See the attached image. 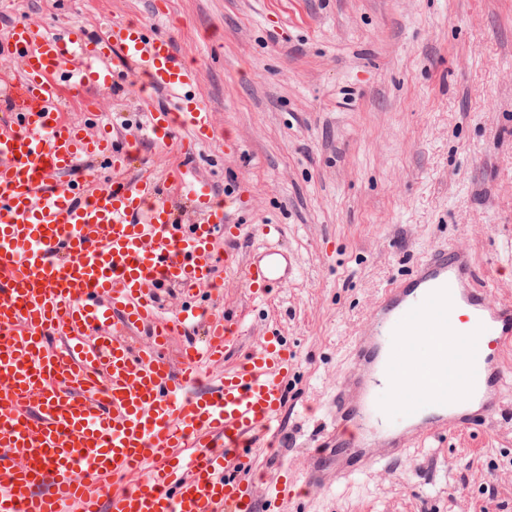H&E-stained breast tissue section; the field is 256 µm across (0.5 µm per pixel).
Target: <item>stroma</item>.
Here are the masks:
<instances>
[{"label": "stroma", "mask_w": 512, "mask_h": 512, "mask_svg": "<svg viewBox=\"0 0 512 512\" xmlns=\"http://www.w3.org/2000/svg\"><path fill=\"white\" fill-rule=\"evenodd\" d=\"M86 34L115 19L169 33L200 74L239 151L196 147L197 175L245 191L228 242L240 261L274 248L296 267L268 300L224 287L258 345L278 326L295 353L265 479L305 481L330 431L353 341L392 282L431 251L467 250L494 301L512 300V0H0V17ZM139 82L100 96L101 123L136 139L129 177L174 149L140 136ZM282 227L279 239L257 233ZM500 407L477 428L411 437L401 457L283 505L282 512H512V350Z\"/></svg>", "instance_id": "obj_1"}]
</instances>
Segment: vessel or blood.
Segmentation results:
<instances>
[{"instance_id": "b4317fda", "label": "vessel or blood", "mask_w": 512, "mask_h": 512, "mask_svg": "<svg viewBox=\"0 0 512 512\" xmlns=\"http://www.w3.org/2000/svg\"><path fill=\"white\" fill-rule=\"evenodd\" d=\"M1 53L19 73L0 82L11 112L0 125V512H256V489L242 475L257 440L277 429L294 356L273 326L258 346L239 349L241 322L199 303L218 243L242 227L183 165L164 179L193 203L178 223L153 175L122 180L129 150L60 116L65 90L111 87L118 55L149 88L176 95L175 108H150L147 131L189 154L220 136L198 71L167 36L122 22L93 37L20 22L0 39ZM180 128L192 141L176 142ZM104 171L112 185L100 189ZM70 174L71 186L54 185ZM281 257L270 249L238 271L225 258L226 276L265 300L288 275ZM163 287L181 295L168 314ZM201 318L203 341L170 356L173 336ZM416 335L440 342L422 355ZM509 346L512 304L490 301L470 254L430 253L378 299L336 391L337 476L387 463L411 430L480 426L497 409ZM212 366L224 375L203 387ZM414 375L426 394L405 391ZM379 384L399 392L397 416L378 399ZM377 433L378 451L367 446ZM265 494L277 512L295 490L282 477Z\"/></svg>"}]
</instances>
